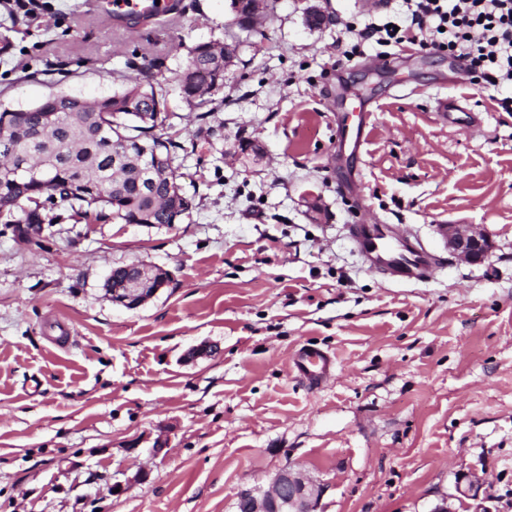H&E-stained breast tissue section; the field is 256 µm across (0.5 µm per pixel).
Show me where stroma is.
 Masks as SVG:
<instances>
[{
    "instance_id": "obj_1",
    "label": "stroma",
    "mask_w": 512,
    "mask_h": 512,
    "mask_svg": "<svg viewBox=\"0 0 512 512\" xmlns=\"http://www.w3.org/2000/svg\"><path fill=\"white\" fill-rule=\"evenodd\" d=\"M176 2L116 26L87 0L29 15L0 0V110L109 95L160 59L192 200L176 224L67 221L39 245L0 216V512H234L289 464L323 485L320 512H430L463 474L512 512V86L407 46L388 47L390 68L372 49L345 58L344 23L396 19L402 0H266L203 121L179 75L234 15L230 0ZM362 96L374 127L340 170L336 119L355 121ZM450 97L478 124L444 120ZM357 215L407 225L442 265L385 280L347 237ZM442 224L486 232L488 258L450 254ZM130 264L172 279L132 310L104 291ZM305 348L336 356L320 386L293 368Z\"/></svg>"
}]
</instances>
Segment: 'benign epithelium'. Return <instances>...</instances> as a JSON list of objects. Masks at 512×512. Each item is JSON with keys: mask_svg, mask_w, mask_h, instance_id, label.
<instances>
[{"mask_svg": "<svg viewBox=\"0 0 512 512\" xmlns=\"http://www.w3.org/2000/svg\"><path fill=\"white\" fill-rule=\"evenodd\" d=\"M448 251L469 263L484 262L492 249L489 236L470 225L446 224L442 232ZM168 275L161 270L135 267L122 288H108L106 295L113 304L135 309L168 287ZM456 493L443 496L430 512H456L450 500L484 502L488 499L483 481L462 477L456 481ZM323 487L304 471L291 465L281 468L268 486L256 485L241 491L237 502L245 512H317Z\"/></svg>", "mask_w": 512, "mask_h": 512, "instance_id": "obj_1", "label": "benign epithelium"}]
</instances>
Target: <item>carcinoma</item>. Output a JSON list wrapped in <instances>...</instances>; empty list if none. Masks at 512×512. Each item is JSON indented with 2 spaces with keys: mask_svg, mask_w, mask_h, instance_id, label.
<instances>
[{
  "mask_svg": "<svg viewBox=\"0 0 512 512\" xmlns=\"http://www.w3.org/2000/svg\"><path fill=\"white\" fill-rule=\"evenodd\" d=\"M237 33L220 47L189 50L180 91L205 120L217 111L213 93L238 51L239 33L257 36L253 0H231ZM164 99L142 81L94 100L77 95L46 98L23 110L0 111V214L31 207L11 221L12 233L71 221L92 224H176L189 211L174 165L184 146L163 136Z\"/></svg>",
  "mask_w": 512,
  "mask_h": 512,
  "instance_id": "obj_1",
  "label": "carcinoma"
}]
</instances>
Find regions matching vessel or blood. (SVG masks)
I'll return each mask as SVG.
<instances>
[{
    "mask_svg": "<svg viewBox=\"0 0 512 512\" xmlns=\"http://www.w3.org/2000/svg\"><path fill=\"white\" fill-rule=\"evenodd\" d=\"M106 10L114 20L124 17L155 18L172 8L171 0H105ZM370 115L362 113L351 129L339 128L340 142H351L360 150L370 132ZM348 237L363 263L388 280L415 285L429 281L440 265L439 257L401 225L381 220H359L347 227ZM334 359L325 351L302 350L293 360L302 380L318 384L331 375Z\"/></svg>",
    "mask_w": 512,
    "mask_h": 512,
    "instance_id": "obj_1",
    "label": "vessel or blood"
}]
</instances>
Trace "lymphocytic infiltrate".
Wrapping results in <instances>:
<instances>
[{"instance_id":"lymphocytic-infiltrate-1","label":"lymphocytic infiltrate","mask_w":512,"mask_h":512,"mask_svg":"<svg viewBox=\"0 0 512 512\" xmlns=\"http://www.w3.org/2000/svg\"><path fill=\"white\" fill-rule=\"evenodd\" d=\"M399 29L366 24L354 32L353 54L370 42L405 43L446 52L485 89L512 84V0H404Z\"/></svg>"}]
</instances>
